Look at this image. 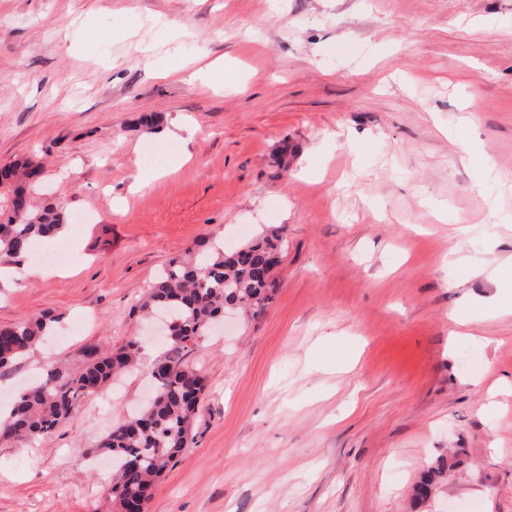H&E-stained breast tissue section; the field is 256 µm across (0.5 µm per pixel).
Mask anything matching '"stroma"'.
Here are the masks:
<instances>
[{
  "label": "stroma",
  "instance_id": "35a3bbf8",
  "mask_svg": "<svg viewBox=\"0 0 512 512\" xmlns=\"http://www.w3.org/2000/svg\"><path fill=\"white\" fill-rule=\"evenodd\" d=\"M17 159L76 239L0 282V326L59 317L0 406L89 346L152 362L134 306L160 269L283 230L272 301L188 357L194 441L148 512H512V0H0ZM150 394L132 372L0 440V512H110L94 448ZM448 469V463L439 461L423 473L414 484V496L418 500H427L433 491L435 483L444 476Z\"/></svg>",
  "mask_w": 512,
  "mask_h": 512
}]
</instances>
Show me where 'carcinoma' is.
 I'll list each match as a JSON object with an SVG mask.
<instances>
[{
  "mask_svg": "<svg viewBox=\"0 0 512 512\" xmlns=\"http://www.w3.org/2000/svg\"><path fill=\"white\" fill-rule=\"evenodd\" d=\"M42 167L32 161L0 167V255L19 258L34 240L53 237L68 222L62 206L39 204L35 195ZM280 230L271 229L244 245L213 249L198 241L187 256L168 263L139 306L143 314L163 313L177 334L150 364L154 396L140 412L118 422L95 452L112 458L108 487L115 512H144L155 481L192 443L190 420L205 391L203 375L186 360L198 339L224 315V309L259 311L277 285L272 270L279 258ZM57 317L49 312L0 328V368L33 351L51 334ZM140 365L139 346L129 341L115 352L85 349L80 367L52 364L38 385L16 397L0 418V439L34 442L73 417L81 397L104 389L112 377ZM448 463L440 461L414 484V496L427 500Z\"/></svg>",
  "mask_w": 512,
  "mask_h": 512,
  "instance_id": "cac0c4a2",
  "label": "carcinoma"
}]
</instances>
